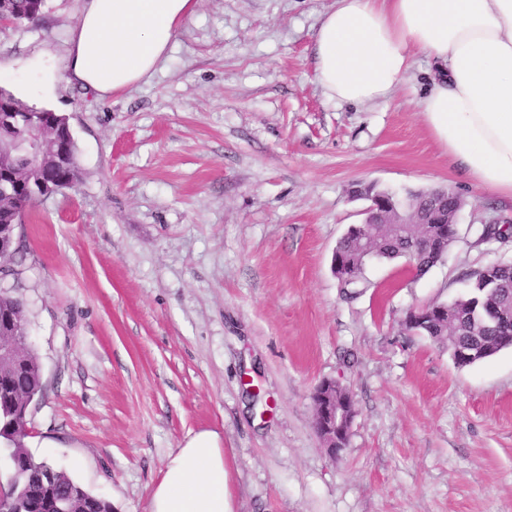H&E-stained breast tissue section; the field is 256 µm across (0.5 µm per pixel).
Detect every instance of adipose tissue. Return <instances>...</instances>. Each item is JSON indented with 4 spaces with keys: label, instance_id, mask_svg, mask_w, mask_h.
Instances as JSON below:
<instances>
[{
    "label": "adipose tissue",
    "instance_id": "1",
    "mask_svg": "<svg viewBox=\"0 0 512 512\" xmlns=\"http://www.w3.org/2000/svg\"><path fill=\"white\" fill-rule=\"evenodd\" d=\"M195 0H82L67 82L106 97L151 75ZM325 95L386 99L416 54L441 75L420 103L425 123L476 189L512 198V0H336L314 34ZM149 512H233L220 436L202 430L172 453Z\"/></svg>",
    "mask_w": 512,
    "mask_h": 512
}]
</instances>
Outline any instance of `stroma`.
Masks as SVG:
<instances>
[{
	"label": "stroma",
	"instance_id": "1",
	"mask_svg": "<svg viewBox=\"0 0 512 512\" xmlns=\"http://www.w3.org/2000/svg\"><path fill=\"white\" fill-rule=\"evenodd\" d=\"M335 0H197L152 76L107 98L58 80L81 0L0 23V89L64 115L80 178L36 202L0 282L26 303L44 392L31 453L112 512H148L169 455L222 437L234 512H512V347L457 366L410 310L512 261V200L471 187L428 130L426 57L385 100H328L310 55ZM446 186L458 238L415 276L373 261L345 298L331 258L357 187ZM356 401L331 459L323 380ZM336 385L340 390L347 389L335 380H323L313 394L314 426L326 452L334 459L347 447V441H336V417L341 421L344 431H349L356 415L355 399L348 393V399L336 411Z\"/></svg>",
	"mask_w": 512,
	"mask_h": 512
}]
</instances>
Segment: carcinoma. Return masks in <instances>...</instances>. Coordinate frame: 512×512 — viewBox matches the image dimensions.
<instances>
[{"instance_id":"obj_1","label":"carcinoma","mask_w":512,"mask_h":512,"mask_svg":"<svg viewBox=\"0 0 512 512\" xmlns=\"http://www.w3.org/2000/svg\"><path fill=\"white\" fill-rule=\"evenodd\" d=\"M45 8V0H0V17L15 24L36 22ZM47 179L79 178L76 146H71V164L64 172L45 168ZM406 199L414 202L417 212L428 218L439 212L451 221L462 202L454 196L434 199L426 190L410 191ZM19 204L12 196H0V224L13 221ZM409 232L422 234L429 242L427 250L415 260L418 274L426 273L446 253L452 240L441 237L436 224H410ZM479 240H501L512 237V224L485 225L478 229ZM409 239L391 234L390 225L377 229L367 245L347 234L336 245V251L347 256L357 268L363 269L368 260L394 261L406 257ZM469 291L446 304L448 318H430L419 324L415 332L429 337L450 353L455 364L464 367L482 362L503 348L512 346V262L501 263L492 270L482 268L467 274ZM0 314L14 320L17 327L29 325L26 304L7 287H0ZM18 357L12 364L0 366V384L12 392L14 405L22 410L37 401L43 392L42 366L35 351L23 342L17 343ZM26 435L9 431L0 424V459L4 460L9 476L11 512H49L51 499L71 500L79 512H112V504L89 492L63 470L58 471L56 484L44 480L47 461L36 458L28 450Z\"/></svg>"}]
</instances>
